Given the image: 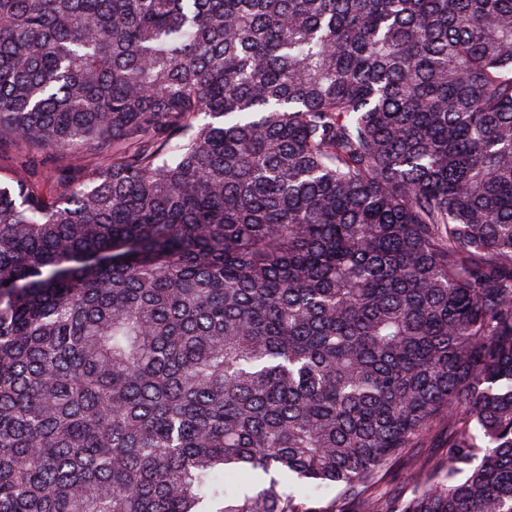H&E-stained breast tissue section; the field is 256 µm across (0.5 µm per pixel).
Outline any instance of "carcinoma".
<instances>
[{
	"label": "carcinoma",
	"mask_w": 512,
	"mask_h": 512,
	"mask_svg": "<svg viewBox=\"0 0 512 512\" xmlns=\"http://www.w3.org/2000/svg\"><path fill=\"white\" fill-rule=\"evenodd\" d=\"M1 151L0 512H512V0H0Z\"/></svg>",
	"instance_id": "obj_1"
}]
</instances>
